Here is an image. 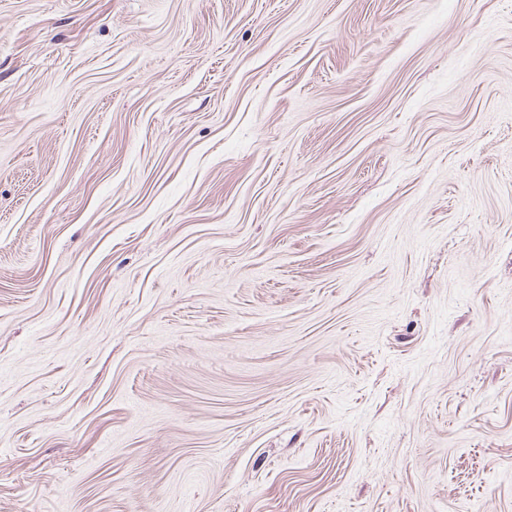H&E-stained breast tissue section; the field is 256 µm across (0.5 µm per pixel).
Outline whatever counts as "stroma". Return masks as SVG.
Masks as SVG:
<instances>
[{
  "label": "stroma",
  "mask_w": 512,
  "mask_h": 512,
  "mask_svg": "<svg viewBox=\"0 0 512 512\" xmlns=\"http://www.w3.org/2000/svg\"><path fill=\"white\" fill-rule=\"evenodd\" d=\"M0 512H512V0H0Z\"/></svg>",
  "instance_id": "35a3bbf8"
}]
</instances>
